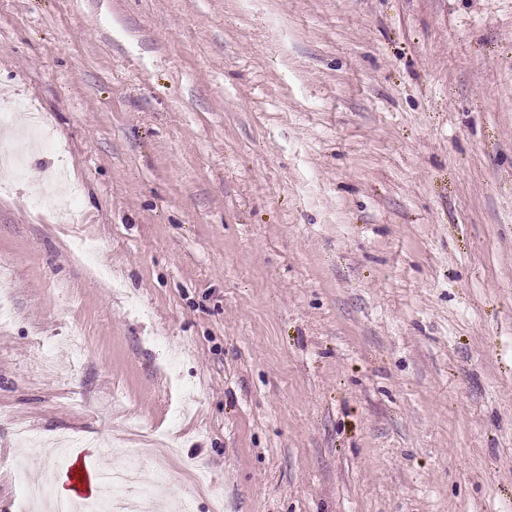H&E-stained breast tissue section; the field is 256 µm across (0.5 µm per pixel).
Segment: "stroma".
Segmentation results:
<instances>
[{"instance_id":"obj_1","label":"stroma","mask_w":512,"mask_h":512,"mask_svg":"<svg viewBox=\"0 0 512 512\" xmlns=\"http://www.w3.org/2000/svg\"><path fill=\"white\" fill-rule=\"evenodd\" d=\"M0 99V512L91 437L193 512H512V0H0ZM31 124L20 130L13 138L0 141V166L18 175L25 165L26 147L40 142L50 135L44 121L34 117ZM68 164L65 160L59 163L50 187L36 191L32 196V202L39 208L47 211L52 216H64L67 222L78 224V215L62 210L56 201V184L67 180Z\"/></svg>"}]
</instances>
